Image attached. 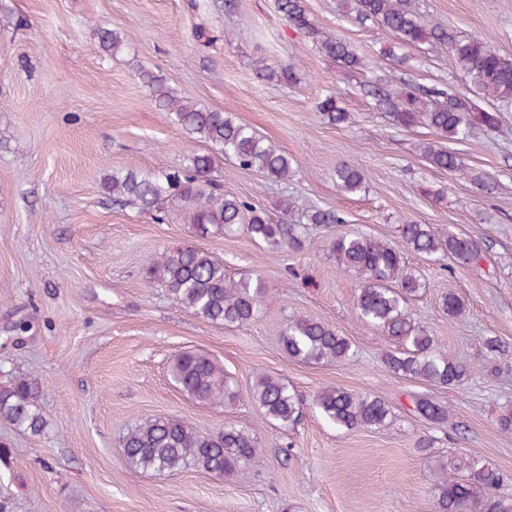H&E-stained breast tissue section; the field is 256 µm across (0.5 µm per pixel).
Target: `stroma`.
Segmentation results:
<instances>
[{"label":"stroma","mask_w":512,"mask_h":512,"mask_svg":"<svg viewBox=\"0 0 512 512\" xmlns=\"http://www.w3.org/2000/svg\"><path fill=\"white\" fill-rule=\"evenodd\" d=\"M0 371L42 385L50 432L32 437L0 422L9 455L0 491L11 512H434L439 460L473 457L504 477L512 494V432L497 416L512 406V112L490 136L453 143L465 170L434 168L423 155L435 132L391 124L365 84L386 79L464 89L447 48H406V64H383L394 41L385 28L352 22V0H304L325 33L368 58L347 70L278 11L277 0H0ZM423 24L480 37L512 55V0H412ZM125 32L128 44L104 57L95 31ZM293 67L296 83L259 80L257 61ZM161 75L177 95L231 113L288 154V181L221 161L225 189L280 217L284 201L340 213V224L307 225L305 246L272 252L246 230L198 236L178 211L164 220L113 202L112 171L156 173L189 166L203 143L180 130L139 79ZM332 94L347 118L329 122L317 103ZM364 175L360 191L336 186L339 163ZM431 225L465 233L481 247L476 267L445 268L406 252L425 286L411 319L448 356L481 366L486 338L506 355L492 373L456 387L395 376L385 359L395 345L356 314L358 279L332 253L336 235L364 233L400 245V227ZM196 246L223 261L232 278L259 277L270 288L256 320L242 327L208 322L144 277L145 265L172 246ZM465 304L442 309L445 295ZM328 322L346 336L352 360L302 364L283 352L288 322ZM26 332H17V324ZM184 350L209 354L238 390L230 405H202L169 379ZM282 377L303 399L300 421L284 428L252 399L260 375ZM368 393L392 417L375 429L340 430L314 398L329 388ZM447 405L446 428L416 417L409 393ZM152 416H175L211 433L232 423L254 430L260 454L234 476L187 468L140 473L122 456L127 430ZM432 439L421 449L420 439Z\"/></svg>","instance_id":"stroma-1"}]
</instances>
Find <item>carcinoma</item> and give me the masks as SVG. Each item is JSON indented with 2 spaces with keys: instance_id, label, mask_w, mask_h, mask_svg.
<instances>
[{
  "instance_id": "carcinoma-1",
  "label": "carcinoma",
  "mask_w": 512,
  "mask_h": 512,
  "mask_svg": "<svg viewBox=\"0 0 512 512\" xmlns=\"http://www.w3.org/2000/svg\"><path fill=\"white\" fill-rule=\"evenodd\" d=\"M277 6L322 55L349 70L365 67L364 59L349 42L324 34L309 20L303 0H277ZM352 10L360 23H377L396 39V47L383 51L382 59L394 62L399 59L398 50L408 46L444 44L465 74L466 88L494 102L492 109L485 110L457 89L445 91L409 82L393 90L382 83L368 85L367 94L375 108L393 124L405 129L424 124L446 140L463 141L494 132L499 113L512 112V56L501 54L482 38L459 39L444 29L426 27L411 0H354ZM96 35L104 56L116 55L127 42L125 34L114 30L99 29ZM256 74L265 81L294 82V70L286 65L275 69L262 63L257 65ZM138 75L171 121L205 143L209 151L194 154L185 171L114 172L105 179L104 188L113 197L149 213L179 205L186 223L195 225L202 235L214 225L230 233L243 224L265 249L301 248L304 224L288 223L286 211L275 221L212 178L216 159L222 157L234 161L240 169L286 180L293 173L292 159L265 144L230 113L212 111L174 95L162 76L142 66ZM318 110L335 123L346 119V112L332 95L319 102ZM424 155L438 169L454 173L464 170L461 158L445 146L430 143L424 147ZM362 183L363 174L355 166L345 162L337 165L336 185L342 192L355 193ZM303 218L305 224L343 222L336 212L316 207L305 209ZM401 241L405 248L434 261L450 259L460 267H474L482 261L480 246L473 238L463 234L442 236L428 224L402 225ZM331 248L359 279L355 302L359 320L397 343V350L386 359L389 369L403 379L434 386L461 383L466 366L449 358L434 337L410 319L407 306L423 284L407 269L402 249L361 234L338 235ZM145 277L198 317L226 327H240L254 320L267 292L260 279L253 284L227 277L224 262L205 249H167L148 262ZM280 340L288 358L298 362L346 361L354 357L347 337L334 326L311 318L289 320ZM169 373L175 385L197 402L219 404L238 399L224 371L204 354H179ZM40 392L39 384L27 376L12 375L1 382L0 421L32 436L47 435L50 424L38 405ZM253 399L267 419L285 428L295 424L302 414L300 399L280 377L260 376ZM412 400L415 411L424 419L439 426L447 422L445 406L425 395H414ZM316 407L324 420L348 430L378 428L392 416L381 398L353 394L343 388L319 393ZM123 448L126 465L135 471L172 472L195 467L230 476L253 460L257 438L251 430L234 424L225 425L217 434H207L179 419L155 417L128 431ZM501 481L499 472L479 465L473 458L442 463L435 512H512V495L498 491Z\"/></svg>"
}]
</instances>
